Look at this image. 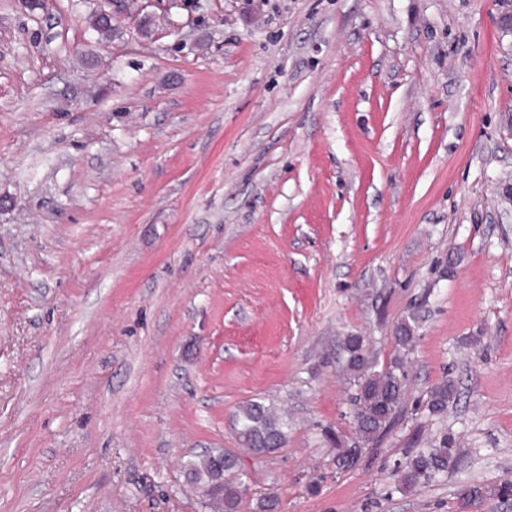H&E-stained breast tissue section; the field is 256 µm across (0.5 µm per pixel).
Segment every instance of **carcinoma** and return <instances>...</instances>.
<instances>
[{
	"label": "carcinoma",
	"mask_w": 512,
	"mask_h": 512,
	"mask_svg": "<svg viewBox=\"0 0 512 512\" xmlns=\"http://www.w3.org/2000/svg\"><path fill=\"white\" fill-rule=\"evenodd\" d=\"M416 320V315L412 314L396 326L394 338L400 347L405 348L413 342ZM340 350L350 374L353 389L350 401L359 444L339 451L337 461L341 467L352 468L361 457L359 445L373 440L397 418L407 390L408 370L402 358L376 369L367 352L366 341L356 334L343 337ZM453 396L450 382L444 380L434 386L429 391L426 405L429 414H444ZM234 427L239 444L254 455L272 453L288 442V417L272 403L250 400L241 405L234 414ZM457 454L458 449L445 437L438 447L409 456L402 474L404 484L415 486L446 476ZM186 469L194 485L211 489L208 501L212 512H240L248 485L235 453L226 449L208 451L188 462ZM487 497L502 501L511 499L512 484L472 485L466 489L462 500L469 502Z\"/></svg>",
	"instance_id": "cac0c4a2"
}]
</instances>
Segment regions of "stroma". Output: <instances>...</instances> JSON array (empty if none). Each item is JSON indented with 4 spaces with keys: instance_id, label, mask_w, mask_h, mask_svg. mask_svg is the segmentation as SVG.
I'll list each match as a JSON object with an SVG mask.
<instances>
[{
    "instance_id": "stroma-1",
    "label": "stroma",
    "mask_w": 512,
    "mask_h": 512,
    "mask_svg": "<svg viewBox=\"0 0 512 512\" xmlns=\"http://www.w3.org/2000/svg\"><path fill=\"white\" fill-rule=\"evenodd\" d=\"M92 9L0 0V512H210L184 464L252 399L240 512H512L461 503L512 481V0ZM349 334L409 382L345 470ZM454 396L453 385L448 380L434 386L428 394L426 408L431 415L440 416L448 410V404ZM239 444L253 455H263L283 448L288 442V417L273 403L250 400L234 414ZM458 449L453 448L448 438L441 439L438 448H427L408 457L402 480L406 486H415L422 481L444 477L454 461ZM487 497L497 498L502 501L511 499V482L501 483L497 486L472 485L466 489L465 493L462 495V500L469 502Z\"/></svg>"
}]
</instances>
